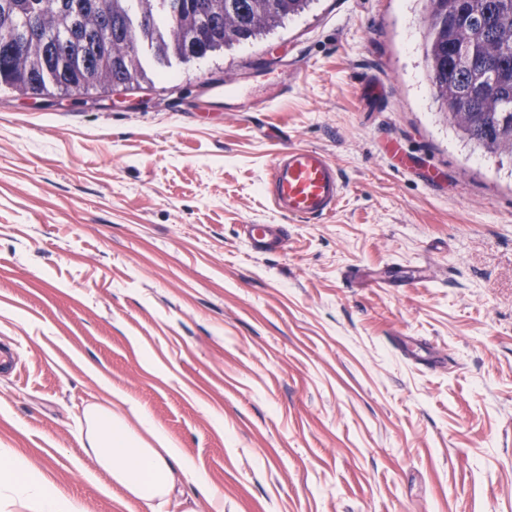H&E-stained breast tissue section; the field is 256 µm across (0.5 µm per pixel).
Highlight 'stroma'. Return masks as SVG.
<instances>
[{
    "label": "stroma",
    "mask_w": 512,
    "mask_h": 512,
    "mask_svg": "<svg viewBox=\"0 0 512 512\" xmlns=\"http://www.w3.org/2000/svg\"><path fill=\"white\" fill-rule=\"evenodd\" d=\"M424 17L312 0L138 87L0 89V448L143 512L83 447L92 404L140 432L133 401L203 477L163 512H512V161L449 123ZM297 146L346 184L316 223L269 196ZM240 236L256 253H279L285 246L284 228L278 224H243Z\"/></svg>",
    "instance_id": "1"
}]
</instances>
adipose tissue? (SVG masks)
<instances>
[{
	"label": "adipose tissue",
	"mask_w": 512,
	"mask_h": 512,
	"mask_svg": "<svg viewBox=\"0 0 512 512\" xmlns=\"http://www.w3.org/2000/svg\"><path fill=\"white\" fill-rule=\"evenodd\" d=\"M87 453L113 484L147 505L170 499L183 482L199 480L191 460L168 434L144 419L147 438L137 437L124 419L104 405L86 414ZM25 512H83L80 501L60 491L16 454L0 449V492Z\"/></svg>",
	"instance_id": "adipose-tissue-1"
}]
</instances>
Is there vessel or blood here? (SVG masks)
<instances>
[{"label": "vessel or blood", "mask_w": 512, "mask_h": 512, "mask_svg": "<svg viewBox=\"0 0 512 512\" xmlns=\"http://www.w3.org/2000/svg\"><path fill=\"white\" fill-rule=\"evenodd\" d=\"M270 193L288 216L318 221L335 213L345 185L339 171L318 149L296 147L278 153L270 168ZM240 235L257 253L281 252L286 238L276 224H244Z\"/></svg>", "instance_id": "b4317fda"}]
</instances>
